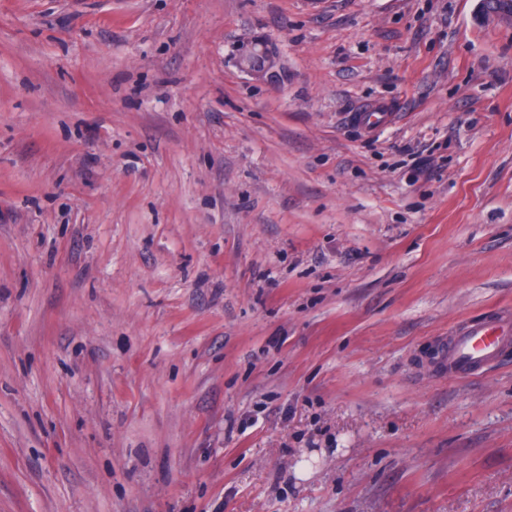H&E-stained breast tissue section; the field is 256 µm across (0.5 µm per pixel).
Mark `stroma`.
I'll list each match as a JSON object with an SVG mask.
<instances>
[{
	"mask_svg": "<svg viewBox=\"0 0 512 512\" xmlns=\"http://www.w3.org/2000/svg\"><path fill=\"white\" fill-rule=\"evenodd\" d=\"M507 310L480 0H0V512H512ZM449 343L448 375H473L508 351L512 344V314L507 312L477 326H462Z\"/></svg>",
	"mask_w": 512,
	"mask_h": 512,
	"instance_id": "stroma-1",
	"label": "stroma"
}]
</instances>
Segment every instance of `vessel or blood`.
<instances>
[{"label":"vessel or blood","instance_id":"1","mask_svg":"<svg viewBox=\"0 0 512 512\" xmlns=\"http://www.w3.org/2000/svg\"><path fill=\"white\" fill-rule=\"evenodd\" d=\"M512 348V314L456 330L448 346V373L467 377Z\"/></svg>","mask_w":512,"mask_h":512}]
</instances>
